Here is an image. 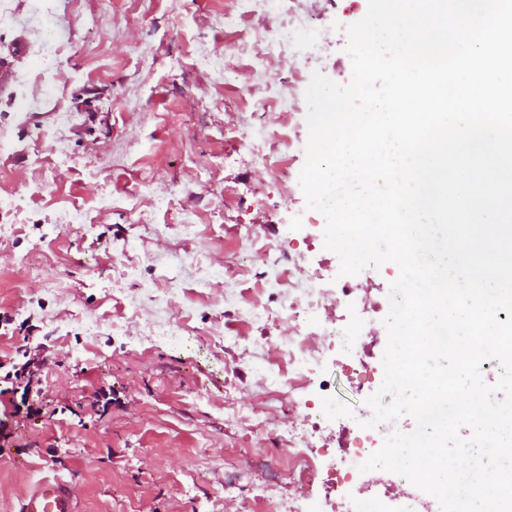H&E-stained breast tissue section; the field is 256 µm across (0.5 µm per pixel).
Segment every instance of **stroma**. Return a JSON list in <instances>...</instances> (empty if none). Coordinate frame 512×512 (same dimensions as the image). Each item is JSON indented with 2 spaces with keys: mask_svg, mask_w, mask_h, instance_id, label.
I'll list each match as a JSON object with an SVG mask.
<instances>
[{
  "mask_svg": "<svg viewBox=\"0 0 512 512\" xmlns=\"http://www.w3.org/2000/svg\"><path fill=\"white\" fill-rule=\"evenodd\" d=\"M326 30L300 70L287 58L259 63L252 42H227L215 21L224 0H0V56L25 38L11 92L0 93V367L23 346L49 360L40 412L0 403V512L46 478L74 481L76 512H271L304 504L307 483L288 475L290 430H306L304 393L270 396L268 375L293 322L274 292L260 297L244 336L224 291L272 271L280 247L241 254L228 231L301 225L311 246L294 279L336 278L324 246L326 219L302 190L276 184L253 162L254 133L288 126L292 174L308 138L307 106L282 112L268 98L288 81L306 90L312 72L346 85L347 28L368 0H307ZM259 77H252L251 68ZM81 211L83 224L59 217ZM398 270L387 262L358 280L359 306L336 299L327 315L359 318L375 356ZM172 308L170 332L150 333L157 299ZM322 373L343 406L364 405L316 337ZM369 512H409L428 494L366 475L332 494Z\"/></svg>",
  "mask_w": 512,
  "mask_h": 512,
  "instance_id": "stroma-1",
  "label": "stroma"
}]
</instances>
